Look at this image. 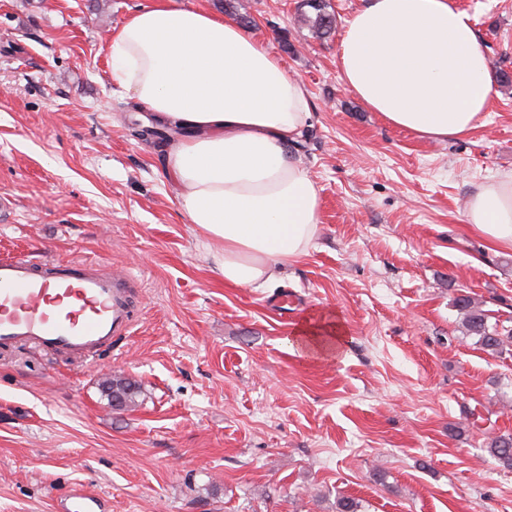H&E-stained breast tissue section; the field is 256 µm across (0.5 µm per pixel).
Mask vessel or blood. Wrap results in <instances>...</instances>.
Masks as SVG:
<instances>
[{"mask_svg": "<svg viewBox=\"0 0 512 512\" xmlns=\"http://www.w3.org/2000/svg\"><path fill=\"white\" fill-rule=\"evenodd\" d=\"M134 276L96 262L0 259V343H28L86 361L131 335ZM53 512H107L106 499L75 485Z\"/></svg>", "mask_w": 512, "mask_h": 512, "instance_id": "1", "label": "vessel or blood"}]
</instances>
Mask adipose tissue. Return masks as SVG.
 Returning <instances> with one entry per match:
<instances>
[{
  "label": "adipose tissue",
  "instance_id": "adipose-tissue-1",
  "mask_svg": "<svg viewBox=\"0 0 512 512\" xmlns=\"http://www.w3.org/2000/svg\"><path fill=\"white\" fill-rule=\"evenodd\" d=\"M112 83L158 127L177 131L165 171L226 285L262 288L306 255L319 189L296 153L311 118L304 82L267 43L201 7L157 0L108 40ZM344 86L393 127L433 141L469 135L493 96V69L470 16L451 0H362L340 40ZM466 221L512 250V176L481 184ZM342 320L306 321L293 336L338 352Z\"/></svg>",
  "mask_w": 512,
  "mask_h": 512
}]
</instances>
